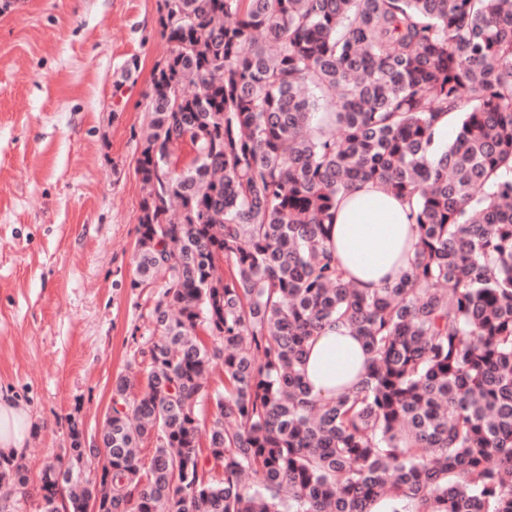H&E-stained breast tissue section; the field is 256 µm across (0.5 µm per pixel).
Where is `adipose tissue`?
<instances>
[{"mask_svg":"<svg viewBox=\"0 0 512 512\" xmlns=\"http://www.w3.org/2000/svg\"><path fill=\"white\" fill-rule=\"evenodd\" d=\"M410 205L387 194L375 182H359L342 194L330 245L357 288L373 292L386 277L406 269L417 241L410 224ZM359 339L342 324L326 326L308 348L305 380L317 401L336 397L356 383L366 371ZM30 430L27 406L0 392V453L18 455Z\"/></svg>","mask_w":512,"mask_h":512,"instance_id":"ef3b65f1","label":"adipose tissue"}]
</instances>
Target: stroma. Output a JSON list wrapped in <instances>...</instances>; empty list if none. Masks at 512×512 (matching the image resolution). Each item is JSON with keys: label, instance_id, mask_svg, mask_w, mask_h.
<instances>
[{"label": "stroma", "instance_id": "1", "mask_svg": "<svg viewBox=\"0 0 512 512\" xmlns=\"http://www.w3.org/2000/svg\"><path fill=\"white\" fill-rule=\"evenodd\" d=\"M159 0H0V390L28 404L21 512L153 328L134 286L141 135L170 43Z\"/></svg>", "mask_w": 512, "mask_h": 512}]
</instances>
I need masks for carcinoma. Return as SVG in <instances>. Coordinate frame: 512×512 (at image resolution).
Here are the masks:
<instances>
[{
    "instance_id": "obj_1",
    "label": "carcinoma",
    "mask_w": 512,
    "mask_h": 512,
    "mask_svg": "<svg viewBox=\"0 0 512 512\" xmlns=\"http://www.w3.org/2000/svg\"><path fill=\"white\" fill-rule=\"evenodd\" d=\"M160 11L134 281L164 280L159 338L138 393L117 375L99 445L73 427L45 465L39 512H512V0ZM368 180L408 200L417 243L364 293L327 242ZM332 322L369 371L314 402L305 356ZM28 482L0 469L4 496Z\"/></svg>"
}]
</instances>
